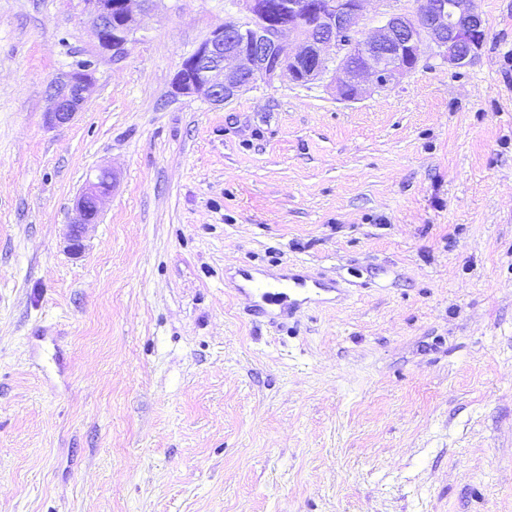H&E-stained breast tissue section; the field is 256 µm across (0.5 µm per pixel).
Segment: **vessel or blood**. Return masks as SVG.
<instances>
[{"instance_id":"b4317fda","label":"vessel or blood","mask_w":512,"mask_h":512,"mask_svg":"<svg viewBox=\"0 0 512 512\" xmlns=\"http://www.w3.org/2000/svg\"><path fill=\"white\" fill-rule=\"evenodd\" d=\"M242 281L236 290L251 301V312L258 315H273L275 309L291 305L300 306L303 297L312 290L341 292L340 282H323L307 275L286 270L271 274L258 268L241 270Z\"/></svg>"}]
</instances>
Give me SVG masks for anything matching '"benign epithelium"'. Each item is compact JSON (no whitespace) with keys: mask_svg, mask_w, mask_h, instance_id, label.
Segmentation results:
<instances>
[{"mask_svg":"<svg viewBox=\"0 0 512 512\" xmlns=\"http://www.w3.org/2000/svg\"><path fill=\"white\" fill-rule=\"evenodd\" d=\"M101 54L121 59L140 28L141 15L156 0H82ZM367 0H275L265 14L264 0H233L237 16L211 32L186 57L173 81L174 93L201 95L222 105L258 82L281 75L295 83L331 76L346 101L356 100L370 81L378 89L399 83L432 50L448 66L470 63L483 46L486 30L474 0H425L412 14H384L366 36L356 30ZM92 84L91 63L54 86L48 112L54 124L70 122ZM112 185L106 169L87 177L74 202L71 248L81 247L85 227L97 219Z\"/></svg>","mask_w":512,"mask_h":512,"instance_id":"obj_1","label":"benign epithelium"}]
</instances>
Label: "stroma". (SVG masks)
Segmentation results:
<instances>
[{
  "mask_svg": "<svg viewBox=\"0 0 512 512\" xmlns=\"http://www.w3.org/2000/svg\"><path fill=\"white\" fill-rule=\"evenodd\" d=\"M475 7L466 67L215 106L172 82L230 0L118 60L82 0H0V512H512V0ZM291 264L343 298L251 315L239 269ZM91 63L85 62L73 70L65 82L54 86L53 105L48 112L54 124L70 122L81 109L92 84ZM112 185V174L106 169L99 170L92 178L88 175L85 185L74 202V216L69 232L71 248L81 247V238L85 227L97 219L103 198L108 195Z\"/></svg>",
  "mask_w": 512,
  "mask_h": 512,
  "instance_id": "stroma-1",
  "label": "stroma"
}]
</instances>
